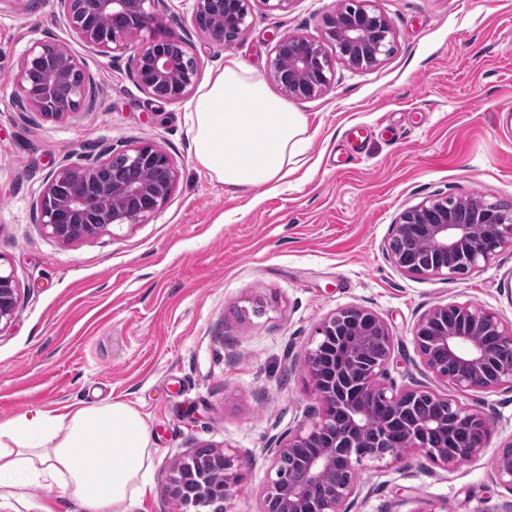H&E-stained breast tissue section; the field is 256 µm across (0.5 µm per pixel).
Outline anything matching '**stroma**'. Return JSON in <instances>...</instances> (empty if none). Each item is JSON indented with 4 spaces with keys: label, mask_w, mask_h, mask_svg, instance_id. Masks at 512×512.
<instances>
[{
    "label": "stroma",
    "mask_w": 512,
    "mask_h": 512,
    "mask_svg": "<svg viewBox=\"0 0 512 512\" xmlns=\"http://www.w3.org/2000/svg\"><path fill=\"white\" fill-rule=\"evenodd\" d=\"M51 0H0V269L20 303L0 327V422L29 410L60 413L119 399L145 419L155 450L150 488L130 512H174L173 466L224 450L243 481L227 512H261L272 448L317 420L305 352L336 310L380 314L393 338L396 388L423 387L483 411L489 448L512 440V389L457 391L424 366L412 327L436 304L471 302L512 320V248L464 278L399 271L386 247L398 215L431 198L512 202V0H373L395 48L377 67L334 62L329 90L294 101L308 121L304 161L287 183L231 193L193 161L186 104L138 85L128 55L109 58L52 14ZM336 0L254 4L228 49L190 23L189 0H169L156 34L187 35L207 81L230 62L268 72L278 36L317 37ZM68 44L94 78L78 112L25 113L12 83L37 41ZM164 149L176 188L138 224L63 243L35 222V202L62 162L111 145ZM353 512H512V492L487 457L446 470L420 453L358 468ZM0 512H80L45 483L0 493Z\"/></svg>",
    "instance_id": "stroma-1"
}]
</instances>
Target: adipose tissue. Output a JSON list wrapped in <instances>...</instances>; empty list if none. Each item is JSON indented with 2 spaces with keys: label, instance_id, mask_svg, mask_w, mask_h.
Wrapping results in <instances>:
<instances>
[{
  "label": "adipose tissue",
  "instance_id": "adipose-tissue-1",
  "mask_svg": "<svg viewBox=\"0 0 512 512\" xmlns=\"http://www.w3.org/2000/svg\"><path fill=\"white\" fill-rule=\"evenodd\" d=\"M187 110L195 163L234 193L285 181L308 148L306 116L246 64L208 79ZM153 455L148 426L128 402L25 412L0 422V489L44 481L81 512H128L146 492Z\"/></svg>",
  "mask_w": 512,
  "mask_h": 512
}]
</instances>
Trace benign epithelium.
I'll return each mask as SVG.
<instances>
[{
  "label": "benign epithelium",
  "instance_id": "7a95c632",
  "mask_svg": "<svg viewBox=\"0 0 512 512\" xmlns=\"http://www.w3.org/2000/svg\"><path fill=\"white\" fill-rule=\"evenodd\" d=\"M166 0H97L102 16L127 17V25L104 29L81 11L82 0H52L59 20L80 40L104 54L129 53L141 88L154 98L178 101L190 96L199 79L197 55L182 34L142 39L151 30ZM251 0H192L191 23L216 48H230L223 29L237 34L247 28ZM340 7L324 19L322 38L290 34L274 46L271 77L288 96L310 99L331 85V63L326 45L350 69H368L394 51L395 36L389 21L371 8V0H339ZM52 64L56 81L37 86L31 75ZM13 82L25 109L44 119L60 120L77 112L92 84L70 49L64 44L35 42L23 53ZM113 148L84 162L59 166L47 181L37 203V221L50 237L73 242L106 231L114 224H136L157 213L169 199L175 183L171 157L150 142L122 150L140 170L135 181L112 174ZM87 180L95 183L92 196L78 191ZM120 197L125 209L116 210ZM394 236L417 234L434 244L425 261L391 253L394 265L407 275L456 279L478 269L499 249L512 247V211L465 195L435 199L405 209L394 224ZM19 297L11 272L0 270V323H10L18 311ZM319 340L305 355L315 398L321 405L317 420L288 432L274 448L272 480L263 496L262 512H352L356 481L336 482V474L359 463L364 440L386 436L373 407L387 402L393 416L413 411L426 398L433 412L404 424L399 441L403 453H422L431 462L453 469L481 457L491 433L488 418L429 390H395L384 383L393 336L387 322L366 308H343L327 317L317 329ZM412 336L426 368L438 379L461 391L512 385V361L496 359L497 348H512V322L497 312L467 302L434 305L417 320ZM381 341L387 350L371 363L362 361L352 347ZM455 367L440 368L433 350ZM468 429L472 439L456 448L435 447L424 440L429 432ZM297 448L315 452L304 462L306 480L297 484L278 470L282 458ZM490 477L512 492V440L497 448L489 459ZM224 470V484L209 481L211 469ZM239 473L234 459L221 451L193 454L173 467L168 485L178 512H224V502L237 493Z\"/></svg>",
  "mask_w": 512,
  "mask_h": 512
}]
</instances>
